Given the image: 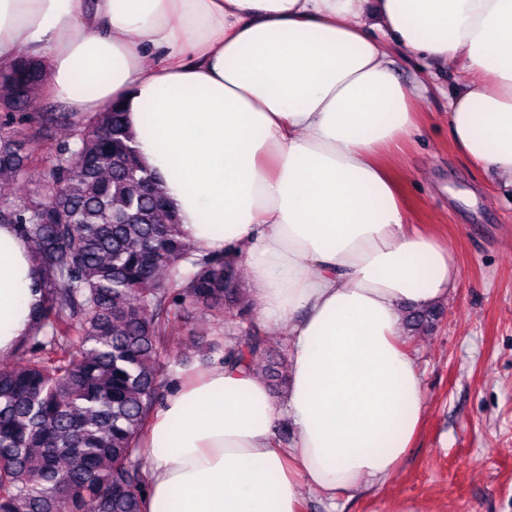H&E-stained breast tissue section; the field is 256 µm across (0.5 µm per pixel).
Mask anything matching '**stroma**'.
Instances as JSON below:
<instances>
[{"instance_id": "obj_1", "label": "stroma", "mask_w": 512, "mask_h": 512, "mask_svg": "<svg viewBox=\"0 0 512 512\" xmlns=\"http://www.w3.org/2000/svg\"><path fill=\"white\" fill-rule=\"evenodd\" d=\"M393 61L406 85L429 87L394 173L412 222L453 251L461 277L435 327L402 338L417 362L425 415L394 476L332 502L302 490V512H391L396 501L412 512H512V184L473 168L452 143L457 71H421L403 53ZM233 330L185 312L171 330L181 359L174 376L203 369L201 343Z\"/></svg>"}]
</instances>
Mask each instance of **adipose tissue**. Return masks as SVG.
Listing matches in <instances>:
<instances>
[{"instance_id":"1","label":"adipose tissue","mask_w":512,"mask_h":512,"mask_svg":"<svg viewBox=\"0 0 512 512\" xmlns=\"http://www.w3.org/2000/svg\"><path fill=\"white\" fill-rule=\"evenodd\" d=\"M27 50L74 112L121 102L188 239L243 253L290 386L213 363L151 420L144 512H301L385 482L423 420L402 306L448 299L453 253L412 227L392 161L419 87L390 60L460 68L448 129L512 181V0H0V69ZM155 64H148V57ZM33 253L0 225V357L35 332ZM292 447L272 438L279 413Z\"/></svg>"}]
</instances>
